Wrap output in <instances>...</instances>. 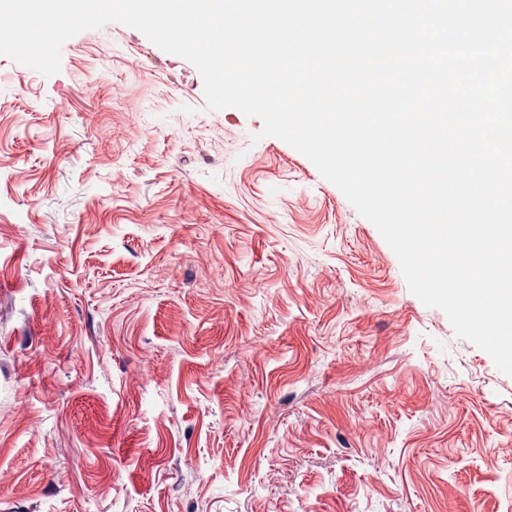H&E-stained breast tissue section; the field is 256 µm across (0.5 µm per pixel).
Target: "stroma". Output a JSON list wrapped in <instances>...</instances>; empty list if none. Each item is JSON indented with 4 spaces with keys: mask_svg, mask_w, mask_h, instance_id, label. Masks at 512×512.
<instances>
[{
    "mask_svg": "<svg viewBox=\"0 0 512 512\" xmlns=\"http://www.w3.org/2000/svg\"><path fill=\"white\" fill-rule=\"evenodd\" d=\"M261 126L118 23L0 56V512L512 507V376Z\"/></svg>",
    "mask_w": 512,
    "mask_h": 512,
    "instance_id": "obj_1",
    "label": "stroma"
}]
</instances>
